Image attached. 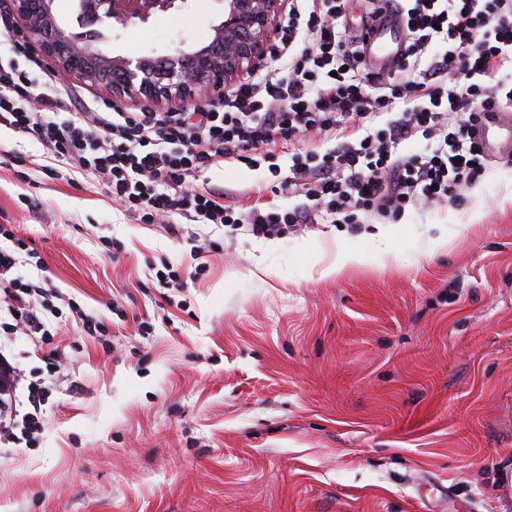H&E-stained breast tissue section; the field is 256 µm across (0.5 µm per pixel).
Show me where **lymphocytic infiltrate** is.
Here are the masks:
<instances>
[{
	"instance_id": "f902f5d3",
	"label": "lymphocytic infiltrate",
	"mask_w": 512,
	"mask_h": 512,
	"mask_svg": "<svg viewBox=\"0 0 512 512\" xmlns=\"http://www.w3.org/2000/svg\"><path fill=\"white\" fill-rule=\"evenodd\" d=\"M372 15H401L405 49L388 75L366 67L346 35L348 0H288L269 48L275 73L255 71L222 103L183 112L131 111L105 97L71 111L62 79L20 31L0 55V127L33 136L52 174H82L142 224L174 217L237 226L278 238L308 224H355L360 215L399 220L407 207L461 204L484 172L473 136L487 113L512 107V0H370ZM423 139V152L401 145ZM289 148L280 169L277 148ZM267 164L275 194L302 197L281 208H243L223 188L202 186L205 171ZM0 331L49 343L61 299L50 277L21 271L27 242L0 225ZM27 386L31 412L0 416V441L32 444L48 371Z\"/></svg>"
}]
</instances>
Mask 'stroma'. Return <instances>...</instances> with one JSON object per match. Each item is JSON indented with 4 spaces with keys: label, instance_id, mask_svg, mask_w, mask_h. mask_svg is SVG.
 <instances>
[{
    "label": "stroma",
    "instance_id": "obj_1",
    "mask_svg": "<svg viewBox=\"0 0 512 512\" xmlns=\"http://www.w3.org/2000/svg\"><path fill=\"white\" fill-rule=\"evenodd\" d=\"M189 15L114 30L111 51L207 42L210 0ZM0 146L28 161L0 164V224L107 326L68 321L47 349L0 335L17 415L47 351L57 364L41 434L0 447V512H512V161L488 157L461 205L312 224L268 250L241 229L138 223L102 186L48 177L33 138L0 129ZM202 179L245 207L298 203L264 166ZM197 245L206 270L185 288L150 278L149 261L190 272ZM341 251L361 263L321 277Z\"/></svg>",
    "mask_w": 512,
    "mask_h": 512
}]
</instances>
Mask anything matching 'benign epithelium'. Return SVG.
<instances>
[{
    "instance_id": "1",
    "label": "benign epithelium",
    "mask_w": 512,
    "mask_h": 512,
    "mask_svg": "<svg viewBox=\"0 0 512 512\" xmlns=\"http://www.w3.org/2000/svg\"><path fill=\"white\" fill-rule=\"evenodd\" d=\"M193 0H129L131 13L115 17L113 0H80V30L64 27L53 0H10L11 12L24 22L29 40L63 72L111 92L120 102L134 99L156 110L187 106L200 96L221 95L265 60L267 42L287 0H212L218 20L205 44L177 35L173 50L161 56L112 55L104 30L148 24Z\"/></svg>"
}]
</instances>
